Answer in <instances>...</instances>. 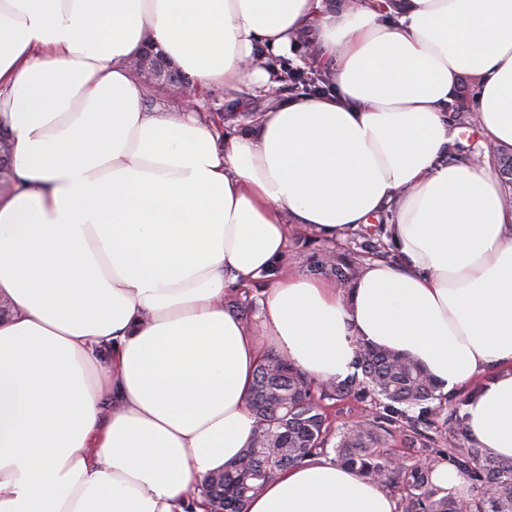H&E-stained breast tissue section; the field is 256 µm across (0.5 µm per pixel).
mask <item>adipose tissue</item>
<instances>
[{
	"label": "adipose tissue",
	"mask_w": 512,
	"mask_h": 512,
	"mask_svg": "<svg viewBox=\"0 0 512 512\" xmlns=\"http://www.w3.org/2000/svg\"><path fill=\"white\" fill-rule=\"evenodd\" d=\"M309 27L332 90L241 134L148 111L127 69L151 40L198 86L267 91ZM466 75L480 146L512 152V0H0V512H205L192 489L252 440L261 359L324 382L364 342L447 392L483 378L469 435L512 459V203L446 158ZM384 211L396 259L349 288L274 270L295 226L336 240ZM269 273L256 331L224 300ZM396 510L324 457L248 505Z\"/></svg>",
	"instance_id": "1"
}]
</instances>
